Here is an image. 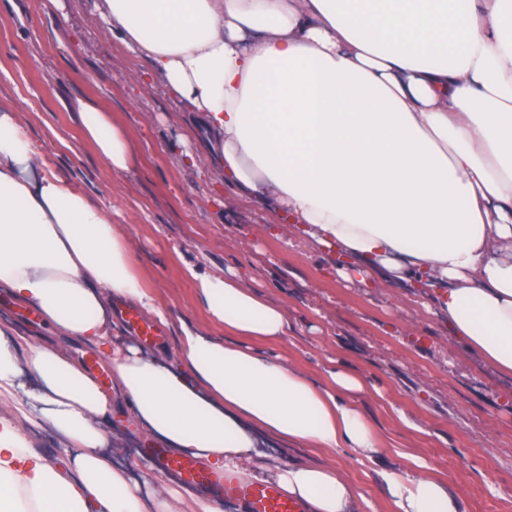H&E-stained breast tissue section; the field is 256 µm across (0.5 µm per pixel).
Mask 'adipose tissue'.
Instances as JSON below:
<instances>
[{
  "mask_svg": "<svg viewBox=\"0 0 512 512\" xmlns=\"http://www.w3.org/2000/svg\"><path fill=\"white\" fill-rule=\"evenodd\" d=\"M113 37L146 59L210 136L241 196L264 192L360 281L378 271L427 289L455 338L512 375V0H104ZM99 161L123 174L129 134L78 102ZM209 328L183 325L174 356L112 355V384L172 453L253 477L268 441L323 453L277 468L306 512H353L363 496L334 458L384 446L357 397L364 379H315L244 346L288 331L287 310L239 275L187 267ZM0 290L52 338L0 320V512H224L157 475L142 492L112 460V402L56 344L103 346L122 299L165 310L128 237L66 173L40 164L15 112L0 109ZM221 335H214V328ZM47 431L59 455L33 445ZM394 512H460L445 481L383 470Z\"/></svg>",
  "mask_w": 512,
  "mask_h": 512,
  "instance_id": "adipose-tissue-1",
  "label": "adipose tissue"
}]
</instances>
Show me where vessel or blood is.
<instances>
[{"label":"vessel or blood","instance_id":"1","mask_svg":"<svg viewBox=\"0 0 512 512\" xmlns=\"http://www.w3.org/2000/svg\"><path fill=\"white\" fill-rule=\"evenodd\" d=\"M147 453L156 460L159 472L175 475L215 497L238 501L244 512H303L301 505L276 485L245 481L234 473L207 470L195 458L171 453L157 445L149 446Z\"/></svg>","mask_w":512,"mask_h":512}]
</instances>
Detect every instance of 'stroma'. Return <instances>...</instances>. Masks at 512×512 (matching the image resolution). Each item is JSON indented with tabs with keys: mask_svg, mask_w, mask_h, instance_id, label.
<instances>
[{
	"mask_svg": "<svg viewBox=\"0 0 512 512\" xmlns=\"http://www.w3.org/2000/svg\"><path fill=\"white\" fill-rule=\"evenodd\" d=\"M103 0H0V108L17 112L41 157L71 176L128 236L132 257L168 313L151 353L175 354L182 324L208 327L185 274L237 272L285 306L291 328L253 349L320 379L360 374L359 406L384 453L358 462L339 454L374 512H393L380 470L424 465L448 482L461 512H512V376L494 372L457 342L424 289L384 277L362 284L337 272L294 224L237 197L208 145L150 64L116 42ZM110 112L134 145L117 175L85 138L76 101ZM116 400L107 429L116 460L153 478L148 437Z\"/></svg>",
	"mask_w": 512,
	"mask_h": 512,
	"instance_id": "35a3bbf8",
	"label": "stroma"
}]
</instances>
